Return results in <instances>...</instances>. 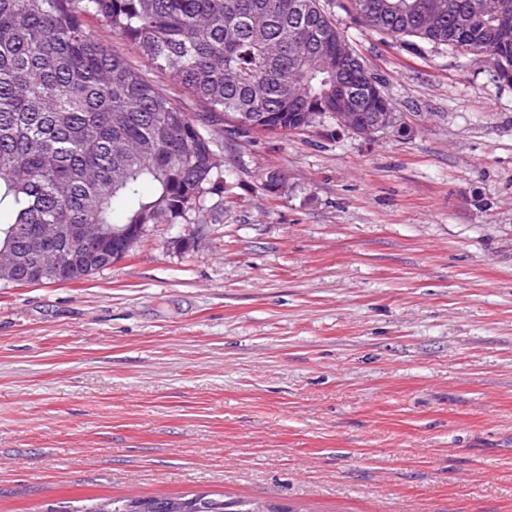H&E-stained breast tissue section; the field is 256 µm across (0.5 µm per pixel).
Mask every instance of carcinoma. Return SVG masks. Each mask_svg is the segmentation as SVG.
<instances>
[{"label":"carcinoma","mask_w":512,"mask_h":512,"mask_svg":"<svg viewBox=\"0 0 512 512\" xmlns=\"http://www.w3.org/2000/svg\"><path fill=\"white\" fill-rule=\"evenodd\" d=\"M477 0H348L368 30L407 44L488 54L499 83L512 85V39L484 19L469 44L448 41V7ZM439 23L424 28L428 8ZM95 19L131 41L150 68L178 82L209 115L248 121L270 133L295 131L336 111V84L367 102L356 75L336 73L321 51L338 28L320 0H0V254L33 261L26 238L44 224H98L107 232L97 266L126 255L138 224H175L224 187L223 164L206 118L173 105L149 74L101 42ZM44 283L85 279L87 262L64 249ZM49 512H286L259 500L209 494L97 496Z\"/></svg>","instance_id":"1"}]
</instances>
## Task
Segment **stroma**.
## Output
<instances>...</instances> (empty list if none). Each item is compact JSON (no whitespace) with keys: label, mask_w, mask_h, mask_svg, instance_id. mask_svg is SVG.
<instances>
[{"label":"stroma","mask_w":512,"mask_h":512,"mask_svg":"<svg viewBox=\"0 0 512 512\" xmlns=\"http://www.w3.org/2000/svg\"><path fill=\"white\" fill-rule=\"evenodd\" d=\"M323 6L406 132L216 115L226 188L185 223L79 283H0V512H512V87ZM73 509L60 506L52 512H290L259 500H225L211 494L165 497L97 496L74 501Z\"/></svg>","instance_id":"stroma-1"}]
</instances>
